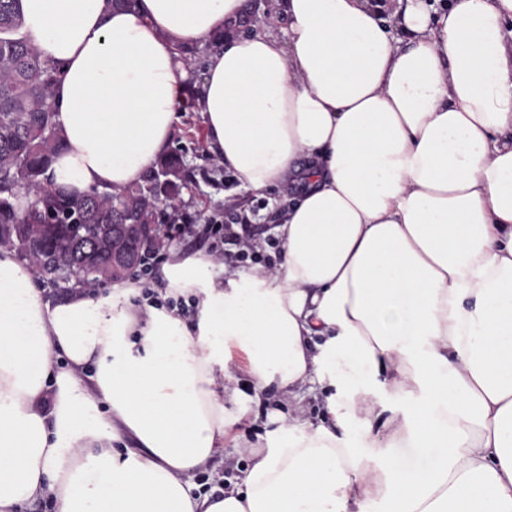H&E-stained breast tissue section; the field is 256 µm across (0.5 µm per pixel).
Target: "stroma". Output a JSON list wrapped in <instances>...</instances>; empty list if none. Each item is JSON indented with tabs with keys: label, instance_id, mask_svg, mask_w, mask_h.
<instances>
[{
	"label": "stroma",
	"instance_id": "obj_1",
	"mask_svg": "<svg viewBox=\"0 0 512 512\" xmlns=\"http://www.w3.org/2000/svg\"><path fill=\"white\" fill-rule=\"evenodd\" d=\"M171 148L182 154L195 178L187 183L175 207H163V223L172 224L179 211L196 216L202 224L212 218L240 224L254 249L268 251L278 215L267 200L241 190L231 172L216 163L205 146L201 113H181Z\"/></svg>",
	"mask_w": 512,
	"mask_h": 512
}]
</instances>
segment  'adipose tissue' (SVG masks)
<instances>
[{"mask_svg":"<svg viewBox=\"0 0 512 512\" xmlns=\"http://www.w3.org/2000/svg\"><path fill=\"white\" fill-rule=\"evenodd\" d=\"M22 6L64 70L52 188L139 182L180 121L175 47L204 46L206 147L282 193L281 261L175 249L51 298L0 248V512H512V0H275L282 38L228 30L246 0ZM270 390L323 418L243 439ZM228 442L217 499L190 477Z\"/></svg>","mask_w":512,"mask_h":512,"instance_id":"1","label":"adipose tissue"}]
</instances>
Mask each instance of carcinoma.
Instances as JSON below:
<instances>
[{"mask_svg": "<svg viewBox=\"0 0 512 512\" xmlns=\"http://www.w3.org/2000/svg\"><path fill=\"white\" fill-rule=\"evenodd\" d=\"M62 76V65L25 33L21 0H0V248L51 288L91 289L129 273L112 267V225L158 223L159 205L174 204L184 188V162L168 153L141 182L118 190L64 196L49 188L47 171L62 148L54 120ZM23 190L40 203L22 215Z\"/></svg>", "mask_w": 512, "mask_h": 512, "instance_id": "obj_1", "label": "carcinoma"}]
</instances>
